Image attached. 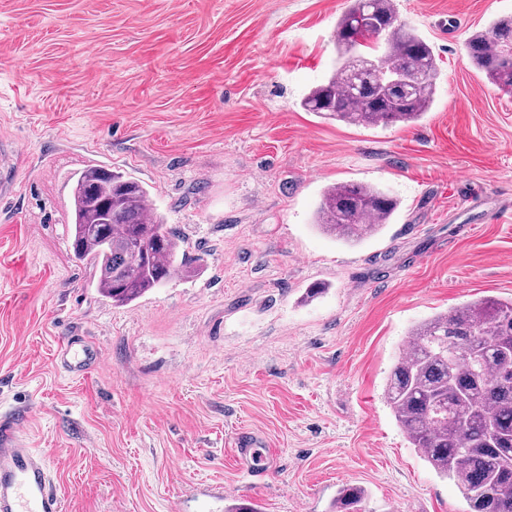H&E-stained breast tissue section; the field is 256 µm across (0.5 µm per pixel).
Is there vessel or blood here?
<instances>
[{"mask_svg":"<svg viewBox=\"0 0 512 512\" xmlns=\"http://www.w3.org/2000/svg\"><path fill=\"white\" fill-rule=\"evenodd\" d=\"M58 358L71 374L85 373L101 363L92 346L74 337L61 344ZM24 423V416L18 413L0 417V512H63L47 458L40 449L26 444ZM234 441L240 469L250 477L261 475L269 461L264 440L244 431L237 433Z\"/></svg>","mask_w":512,"mask_h":512,"instance_id":"vessel-or-blood-1","label":"vessel or blood"}]
</instances>
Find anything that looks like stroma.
<instances>
[{"mask_svg": "<svg viewBox=\"0 0 512 512\" xmlns=\"http://www.w3.org/2000/svg\"><path fill=\"white\" fill-rule=\"evenodd\" d=\"M396 2L442 76L419 121L371 129L301 106L348 0H0V414L26 415L63 512H329L346 484L371 512H465L384 386L414 324L512 298V95L464 51L512 0ZM91 165L151 191L195 276L102 296L68 239ZM346 181L398 201L359 245L314 223ZM69 336L102 365L65 372ZM234 441L238 449V462L240 469L250 477L259 476L264 473L269 455L263 452L265 442L262 438L251 432L244 431L235 435Z\"/></svg>", "mask_w": 512, "mask_h": 512, "instance_id": "stroma-1", "label": "stroma"}]
</instances>
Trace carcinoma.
I'll return each mask as SVG.
<instances>
[{
  "label": "carcinoma",
  "instance_id": "1",
  "mask_svg": "<svg viewBox=\"0 0 512 512\" xmlns=\"http://www.w3.org/2000/svg\"><path fill=\"white\" fill-rule=\"evenodd\" d=\"M512 17L496 19L466 42L468 62L512 93ZM338 69L304 97L308 112L349 125L392 127L418 120L434 103L441 71L433 47L398 23L395 0H350L336 21ZM409 78L398 91L387 80L365 93L372 62ZM71 248L92 267L96 286L125 305L196 268L178 258L183 238L149 207L148 188L109 168L89 166L72 188ZM398 203L364 183L324 190L316 225L356 243L388 223ZM412 348L390 372L385 398L412 447L440 476L453 481L467 512H512V300L482 298L440 313L410 332ZM364 487L347 484L331 512H366Z\"/></svg>",
  "mask_w": 512,
  "mask_h": 512
}]
</instances>
